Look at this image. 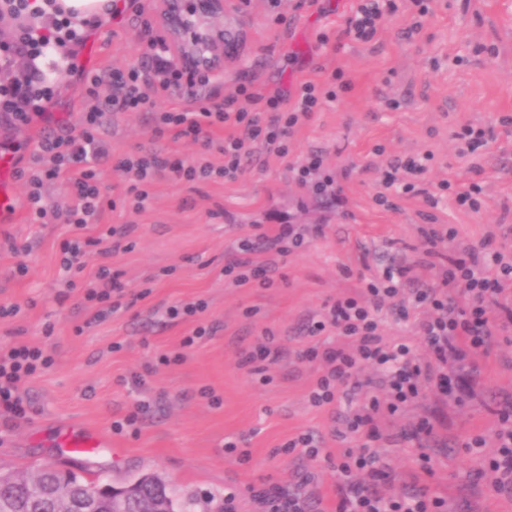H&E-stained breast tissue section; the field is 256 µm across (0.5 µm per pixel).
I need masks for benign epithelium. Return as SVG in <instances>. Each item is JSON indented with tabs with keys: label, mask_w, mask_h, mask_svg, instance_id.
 Here are the masks:
<instances>
[{
	"label": "benign epithelium",
	"mask_w": 512,
	"mask_h": 512,
	"mask_svg": "<svg viewBox=\"0 0 512 512\" xmlns=\"http://www.w3.org/2000/svg\"><path fill=\"white\" fill-rule=\"evenodd\" d=\"M157 17L167 44L180 66L189 71L217 73L224 70V60L233 54L239 32L225 21L224 0H158ZM152 477L142 476L125 486L123 492L110 490L109 512H128L130 502L137 498V488ZM27 500L32 512L52 501L65 508L78 507L84 512H97L98 497L105 486L84 490L61 483L50 474L25 482Z\"/></svg>",
	"instance_id": "benign-epithelium-1"
}]
</instances>
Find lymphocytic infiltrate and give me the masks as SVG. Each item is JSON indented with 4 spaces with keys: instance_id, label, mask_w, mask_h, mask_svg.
Listing matches in <instances>:
<instances>
[{
    "instance_id": "lymphocytic-infiltrate-1",
    "label": "lymphocytic infiltrate",
    "mask_w": 512,
    "mask_h": 512,
    "mask_svg": "<svg viewBox=\"0 0 512 512\" xmlns=\"http://www.w3.org/2000/svg\"><path fill=\"white\" fill-rule=\"evenodd\" d=\"M56 0H43L32 7L30 0H0V14L23 18L14 38L0 43V125L22 129L42 125L48 132L37 141L29 157H17L14 174L25 182L27 218L32 224H68L82 229L97 223L105 209L120 208L140 214L153 199V187L162 177L188 184L213 179L234 181L245 170L253 148L284 158L288 140L295 129L311 118L322 100H333L335 91H321L311 81L302 82L296 100L281 93L261 94L251 85H238L224 99H214L213 75L194 76L178 66L164 39L149 38L139 68L101 72L80 62L77 48L83 43L82 29L55 9ZM398 10L396 0H355L344 34L357 41L373 39L386 16ZM73 43L65 56V71L81 89L76 122L52 131L55 93L37 65L48 48ZM25 61L22 74H15L16 61ZM108 95H101V87ZM181 97L177 108L161 110L159 99ZM263 100L264 112L239 108V100ZM149 112L155 135L173 132L175 137L200 143L201 155L191 160L171 159L153 150L131 152L118 161L130 176L124 193L111 197L101 179L100 163L105 154L103 136L109 114ZM231 128L224 140L210 136L212 130ZM218 152L223 164L208 160ZM431 153L390 160L376 200L387 204L386 189L424 195L436 205V195L423 193L420 180L428 170ZM299 185L322 196H338L336 173L325 165L322 152L312 151L293 165ZM63 184L70 201L61 206L51 202L48 191ZM125 229L107 227L98 236L85 240L66 239L61 243L64 270L83 269L87 260L108 258L119 252ZM423 254L434 259V282H422L409 265L387 266L381 273L364 278L360 291L338 297L321 315L310 321L308 332L319 338L330 332L338 344H315L299 358L315 363L319 373L308 393L311 406L321 408L336 402L342 386L360 396L357 408L346 417L347 428L357 435L375 439L379 424L401 416L415 404L423 389L445 394L451 391L453 363L469 356L488 353L492 325L496 320L512 322V251L495 248L492 236L476 245L457 248L444 258L439 244L455 246V227L442 224L421 231ZM240 258L224 267V275L235 286L274 283L268 266L255 263L249 254L250 240H243ZM122 287L117 274L99 266L94 280L84 291V299L94 307L95 320H105L118 307L116 297ZM406 322L418 316V332L431 358L419 361L409 343H390L383 334L382 313ZM54 363L42 346L18 343L0 347V422L13 427L24 420L27 405L21 394L24 383L36 378ZM495 452L484 464L496 486L512 491V401L498 412ZM368 448L346 450L336 457V512H446L444 499L432 495L426 486L410 492L382 488V472Z\"/></svg>"
}]
</instances>
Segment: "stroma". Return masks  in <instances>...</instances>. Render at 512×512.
Wrapping results in <instances>:
<instances>
[{
	"label": "stroma",
	"instance_id": "35a3bbf8",
	"mask_svg": "<svg viewBox=\"0 0 512 512\" xmlns=\"http://www.w3.org/2000/svg\"><path fill=\"white\" fill-rule=\"evenodd\" d=\"M144 15H123L89 41V66H140L141 32L156 23L155 0ZM430 13L418 17L401 0L369 42L343 34L351 0H225L228 17L242 20V43L224 65L217 83L228 95L242 83L263 92H294L298 83H318L341 73L335 101L324 103L292 137L287 158L254 148L245 174L231 182L189 185L159 180L148 208L132 216L105 212L102 223L130 224V248L108 261L126 293H150L122 305L102 321L84 305L82 286L94 278L98 260L73 272L75 289L61 280L60 244L77 237L65 224L27 221L25 185L13 179V211L0 218V303L19 314L0 319V344L28 342L48 347L50 370L23 385L29 418L0 431V474H27L51 463L85 482L121 486L143 474L161 477L177 497L223 502L236 492V512H257L249 486H277L312 498L315 512H336V474L328 455L360 447L338 435L343 416L354 409L347 397L325 408L311 407L309 387L317 369L298 353L314 344L305 330L337 296L360 289L365 267L416 264L418 229L425 214L458 231L464 244L479 243L497 224L512 225V0H428ZM329 37L319 45V34ZM465 125L493 132L474 154L460 156L455 131ZM383 146L376 155L375 146ZM140 146L191 159L199 144L154 136L152 115H113L105 137L109 158L101 177L111 194L125 191L129 177L117 160ZM324 151L339 173V197L315 196L299 186L290 170L298 156ZM432 153L424 186L441 180L478 182L482 206L473 212L452 199L429 206L420 196L395 197L393 207L377 205L386 163L395 157ZM223 207L222 218L209 210ZM282 224H303L306 245L280 255L272 243ZM266 236L251 259L271 263V288L238 287L224 277L227 261L254 233ZM28 271L18 275L17 264ZM203 300L200 321L170 318V306ZM210 332L189 348L181 341L196 324ZM275 331L282 355L269 366L271 382H260L240 366L238 354ZM183 352V361L158 364L163 353ZM145 375L135 386L133 374ZM219 397L213 405L203 389ZM512 399V327L499 330L490 354L474 357L448 395L427 393L403 417L382 422V439L371 448L394 488L419 480L442 497L447 512H512V495L496 491L479 455L466 445L474 435L491 438L497 412ZM141 400L151 403L136 429L112 431ZM427 419L435 436L418 444L410 435ZM84 425L110 435L112 446L96 463L56 447L60 429ZM312 435L323 453L285 451L289 440ZM236 443L227 452L226 443ZM431 457L432 476L421 473L420 455ZM313 475L302 483L303 475Z\"/></svg>",
	"mask_w": 512,
	"mask_h": 512
}]
</instances>
